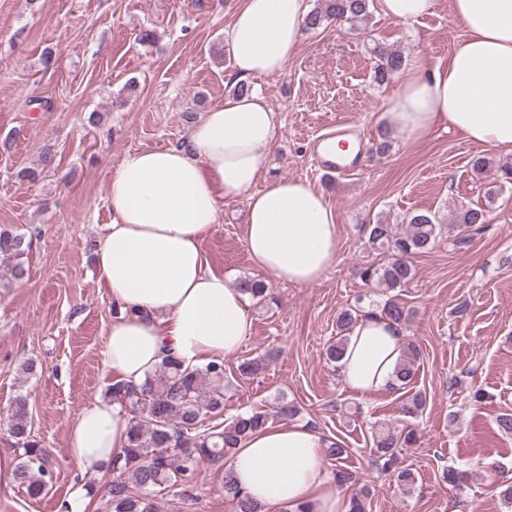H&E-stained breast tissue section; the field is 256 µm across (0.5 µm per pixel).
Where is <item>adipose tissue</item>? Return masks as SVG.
Here are the masks:
<instances>
[{
  "label": "adipose tissue",
  "instance_id": "ef3b65f1",
  "mask_svg": "<svg viewBox=\"0 0 512 512\" xmlns=\"http://www.w3.org/2000/svg\"><path fill=\"white\" fill-rule=\"evenodd\" d=\"M464 31L446 61L400 73L385 106L413 141L437 129L512 153V0H450ZM306 0H238L225 43L238 77L282 73L300 44ZM276 116L258 91L208 108L181 146L144 149L113 169L114 217L95 251L97 280L121 311L101 351L114 380L141 384L166 355L202 367L233 354L250 336L252 300L214 271L204 243L221 198H244V242L254 266L295 286L319 282L339 249L324 193L300 179H264ZM404 332L377 315L359 319L339 361L345 389L388 392ZM119 404L95 398L73 421L68 452L98 473L127 440ZM330 438L294 420L268 423L236 448L232 480L261 512H349L350 499L321 465Z\"/></svg>",
  "mask_w": 512,
  "mask_h": 512
}]
</instances>
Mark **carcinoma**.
<instances>
[{"mask_svg": "<svg viewBox=\"0 0 512 512\" xmlns=\"http://www.w3.org/2000/svg\"><path fill=\"white\" fill-rule=\"evenodd\" d=\"M371 0H317L306 16L305 30H317L331 23L370 36ZM367 52L373 60L372 83L381 87L392 82L406 65L404 53L376 38L371 39ZM489 221V211L482 205H463L456 210L453 223L446 224L438 213L418 210L402 219L405 229L380 218L366 224L362 230L363 248L381 256L378 261L363 264L359 278L369 288L394 291L407 287L414 277L412 258L448 242L457 250L465 247ZM32 240L17 230L0 228V267L19 280L26 275L23 258L29 253ZM244 291L259 303L269 296L268 288L258 279L241 281ZM360 295L355 303L342 310L336 318V338L327 349L331 362L343 355L347 333L356 320L373 310L402 328L409 327L414 310L398 295L382 303L364 304ZM420 359L419 347L405 341L403 358L396 369L395 391L406 394L405 416L422 414L426 397L413 391ZM224 362L211 363L189 370L181 361L167 358L137 387L112 383V401L118 403L129 417L128 437L122 453L112 458L109 471L113 474L104 501L107 512H157L155 497L163 492L194 496L199 468L204 463L222 464L234 454L242 439L276 417L296 416V407L281 402L273 412L252 409L231 421L204 428L203 417L224 415ZM5 420L13 446L23 450L17 478L25 485L31 498L44 494L52 480L44 465V449L31 434V415L27 396L19 394L5 410ZM417 443L412 430L372 428L371 464L388 470L399 464L402 449ZM442 481L461 486L468 473L454 466H445ZM224 494L232 500L236 512H260L259 507L242 490L224 476Z\"/></svg>", "mask_w": 512, "mask_h": 512, "instance_id": "cac0c4a2", "label": "carcinoma"}]
</instances>
